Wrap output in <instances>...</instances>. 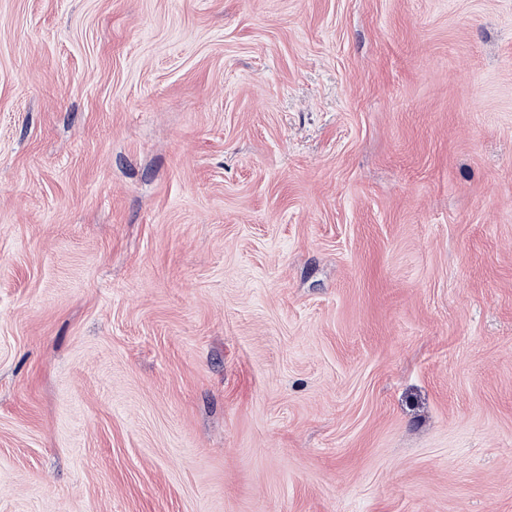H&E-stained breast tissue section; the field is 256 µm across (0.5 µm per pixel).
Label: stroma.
<instances>
[{
	"mask_svg": "<svg viewBox=\"0 0 512 512\" xmlns=\"http://www.w3.org/2000/svg\"><path fill=\"white\" fill-rule=\"evenodd\" d=\"M0 512H512V0H0Z\"/></svg>",
	"mask_w": 512,
	"mask_h": 512,
	"instance_id": "stroma-1",
	"label": "stroma"
}]
</instances>
